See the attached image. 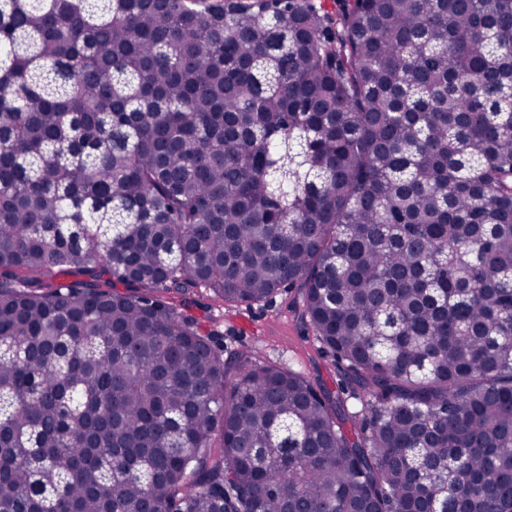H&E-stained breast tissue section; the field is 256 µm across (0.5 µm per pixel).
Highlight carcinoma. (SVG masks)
I'll return each mask as SVG.
<instances>
[{
    "label": "carcinoma",
    "mask_w": 512,
    "mask_h": 512,
    "mask_svg": "<svg viewBox=\"0 0 512 512\" xmlns=\"http://www.w3.org/2000/svg\"><path fill=\"white\" fill-rule=\"evenodd\" d=\"M198 288L295 292L338 391ZM460 508L512 512V0H0V512Z\"/></svg>",
    "instance_id": "carcinoma-1"
}]
</instances>
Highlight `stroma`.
<instances>
[{
  "label": "stroma",
  "instance_id": "obj_1",
  "mask_svg": "<svg viewBox=\"0 0 512 512\" xmlns=\"http://www.w3.org/2000/svg\"><path fill=\"white\" fill-rule=\"evenodd\" d=\"M189 312L206 329L221 333L225 354L248 349L257 358L284 363L336 389L337 371L321 354L313 332L298 321L292 298L280 296L263 306L231 308L198 291L190 297Z\"/></svg>",
  "mask_w": 512,
  "mask_h": 512
}]
</instances>
